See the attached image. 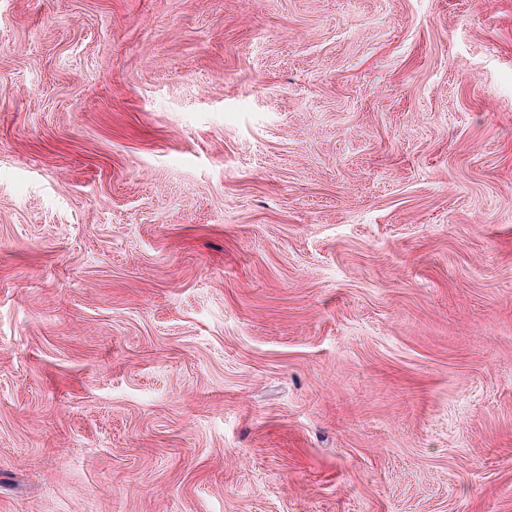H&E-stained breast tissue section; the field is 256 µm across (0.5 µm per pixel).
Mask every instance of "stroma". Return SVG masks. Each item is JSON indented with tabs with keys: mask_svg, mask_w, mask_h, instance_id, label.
<instances>
[{
	"mask_svg": "<svg viewBox=\"0 0 512 512\" xmlns=\"http://www.w3.org/2000/svg\"><path fill=\"white\" fill-rule=\"evenodd\" d=\"M0 512H512V0H0Z\"/></svg>",
	"mask_w": 512,
	"mask_h": 512,
	"instance_id": "1",
	"label": "stroma"
}]
</instances>
